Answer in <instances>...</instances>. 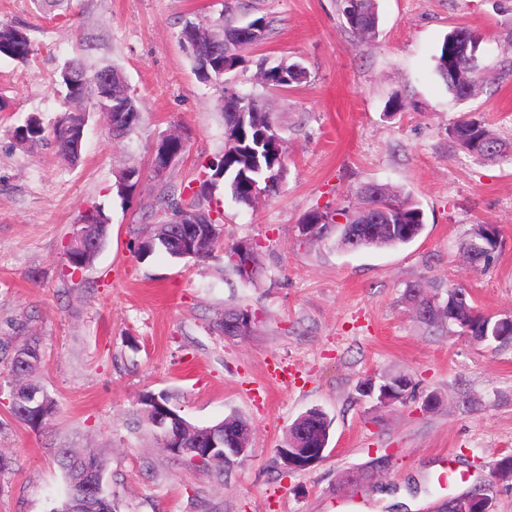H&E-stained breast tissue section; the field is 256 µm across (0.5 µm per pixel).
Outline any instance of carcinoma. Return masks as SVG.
<instances>
[{"mask_svg":"<svg viewBox=\"0 0 512 512\" xmlns=\"http://www.w3.org/2000/svg\"><path fill=\"white\" fill-rule=\"evenodd\" d=\"M338 11L345 25L363 39H373L378 26V13L376 0H339ZM259 24L264 30H269V22L265 17L254 18L246 24H236L231 20L219 21L216 26L224 31V59L230 62L229 70L242 62L239 54L241 48L238 35L245 26ZM197 27L193 22L186 23L180 33V39L190 45L196 74H202L204 66L201 57L209 52L205 45L191 43L193 40L190 28ZM20 27L12 24H0V58H8L18 62H25L31 55V42L19 47L14 42L15 34ZM481 42L480 35L473 29L459 26L449 31L443 38L438 53L435 56V72L439 79L459 101H466L476 95L485 82V73L481 68L477 50ZM73 73L81 78L77 86L71 85L67 80V73ZM262 83L271 88L283 89L296 83V76H307L306 69L299 62L282 61L273 67H260ZM59 87L62 98L67 103H80L91 101L95 108H100L102 89L94 80V73L89 72L79 62L68 63L59 74ZM236 111L224 113V155L218 163H211L206 169L198 173L197 181L200 190L192 192L188 198L171 197L160 215V226L156 227V236L151 239V245L144 246L137 243L134 247L135 257L144 261L158 251H164L173 258H180V252L174 244L173 228L169 218L187 207L201 211L206 215L207 223L199 228L207 230L211 237L207 250L197 255V260H205L220 250L224 255V270L228 274L241 278V266L248 263L258 268L259 251L262 245L257 242L240 252V243L224 244L223 214L205 207L208 201L207 193L215 185V180L209 177L208 171L217 175H224V192L231 199L241 205L250 207L262 192L272 193L276 190L278 179L283 168V161L271 144L265 139L267 128L276 127L274 112L263 100L250 95L241 94L235 103ZM108 111L127 112L130 119L113 122L109 125L112 136L120 139L128 135L139 121V109L136 100L129 94L128 88L119 89L108 102ZM13 138L20 144L42 140L50 141L57 153L66 160L76 161L81 157L82 150L73 146L62 124H56L51 130H45L36 120L29 118L13 130ZM448 138L469 153L483 159H492L504 155L512 150L502 139L496 137L489 129L485 120L469 114L461 116L448 126ZM373 205L382 217L384 224H410L413 230L423 231L426 218L423 210L408 198L398 197L394 191L385 185L380 186L373 193L365 187L357 192V202L351 206L336 209L332 212L313 210L304 215V219L321 224L318 238L334 232L341 245L349 242L350 232L366 220L363 207ZM84 234L103 246L108 236L107 224H84L80 227ZM501 247V239L485 235H478L473 231L465 244L466 256L470 261L482 256V264L490 265ZM98 251L90 254L65 250V265L70 273L75 274L86 262H93ZM413 287L419 289V294L405 296L411 310L428 307L432 302L445 306L446 301L433 293V287L427 283H415ZM462 296L456 315L448 318L444 313H436L424 320L426 324H435L443 320L454 324L478 342L498 343L500 345L512 344V318L508 316L485 315L476 311L468 293L462 288L448 289ZM40 351L39 337L27 336L20 341L0 339V363L6 365L13 381L21 384L19 392L10 398L12 416L19 422L27 424L32 429L45 425L55 413V402L44 393L41 387L32 379L33 369L23 368L18 364L17 356L22 353ZM163 407L176 416L177 422H168L167 426L155 425V415L158 407ZM186 417L181 413V406L176 403L173 396L164 391L158 394L146 393L139 400L138 423L151 428L158 444L162 448H184L194 446L183 426ZM306 423L309 426L305 436L290 433L286 435L290 447L316 448L326 438L330 428V420L326 413L320 409L309 410ZM59 464L65 473L67 486L62 500L53 506L50 512H116L112 492L105 484L98 489L85 486L82 478L83 466L97 471H105L102 450L99 448H83L79 452H70L64 448L59 453ZM494 477L507 481L512 478V455H505L496 460L492 467Z\"/></svg>","mask_w":512,"mask_h":512,"instance_id":"1","label":"carcinoma"}]
</instances>
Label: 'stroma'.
I'll use <instances>...</instances> for the list:
<instances>
[{
  "label": "stroma",
  "mask_w": 512,
  "mask_h": 512,
  "mask_svg": "<svg viewBox=\"0 0 512 512\" xmlns=\"http://www.w3.org/2000/svg\"><path fill=\"white\" fill-rule=\"evenodd\" d=\"M375 40L345 27L337 0H0V23L25 27L29 60L0 59V337L36 335L35 380L55 401L41 429L16 421L0 391V512H50L65 491L58 452L102 449L117 512H438L448 497L489 487L494 512H512V481L494 482L495 460L512 454V345L471 340L445 322L416 319L403 293L429 281L462 287L478 311L512 316V156L480 159L448 138L461 113L483 117L512 140V0H377ZM263 16L265 40L242 49L238 90L270 99L286 150L278 192L254 207L216 187L224 240L262 242L256 284L225 278L221 254L203 262L158 253L139 262L133 246L152 232L161 200L193 181L224 148L216 87L200 82L179 41L186 22L220 14ZM482 34L488 81L457 101L435 73L453 27ZM112 66L137 99L140 120L113 140L91 113L82 155L62 160L47 144H18L13 127L31 116L52 127L63 108L58 77L71 58ZM306 67L302 83L264 90L258 60ZM405 105L391 114L386 103ZM180 132L186 151L164 176L148 171L154 146ZM145 171L130 199L117 191L131 163ZM382 184L418 203L423 233L397 249L303 243L314 209L348 205ZM99 205L112 219L94 263L69 274L64 246L80 212ZM493 224L502 246L473 266L462 245ZM230 308L257 311L246 337L217 324ZM279 361L287 385L269 381ZM407 376L413 398L382 407L359 384ZM176 395L193 424L248 420L247 457L202 472L160 448L137 423L144 392ZM436 396L424 408L427 396ZM322 409L331 421L323 459L283 469L276 450L292 422ZM453 461L465 481L441 476Z\"/></svg>",
  "instance_id": "1"
}]
</instances>
